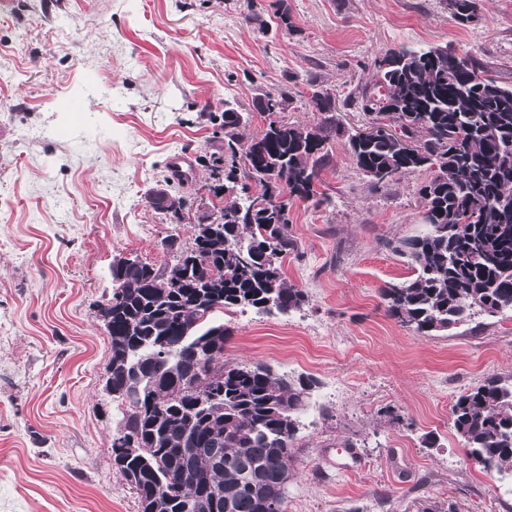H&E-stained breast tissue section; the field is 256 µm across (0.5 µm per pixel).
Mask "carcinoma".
Wrapping results in <instances>:
<instances>
[{
	"label": "carcinoma",
	"instance_id": "1",
	"mask_svg": "<svg viewBox=\"0 0 512 512\" xmlns=\"http://www.w3.org/2000/svg\"><path fill=\"white\" fill-rule=\"evenodd\" d=\"M455 19L478 21L481 0H450ZM358 97L366 116L387 112L398 138L357 140L347 150L373 183L435 170L419 189L426 229L394 251L417 275L381 289L387 313L431 336L478 312L512 310V82L485 76L469 55L430 48L375 62ZM262 111L284 112L288 87L262 94ZM317 128L271 120L236 165L246 117L224 102V152L211 159L219 205L192 226L175 263L112 265V397L122 418L112 455L136 489L139 512H283L295 415L310 380H287L262 364L224 362L230 327L216 312H286L305 301L287 283L296 249L290 201L317 195L316 181L339 133L335 102L315 90ZM416 142L412 153L401 141ZM260 186L251 192L248 182ZM150 205L185 220L183 199L164 191ZM453 427L487 472L512 471V384L497 376L461 393Z\"/></svg>",
	"mask_w": 512,
	"mask_h": 512
}]
</instances>
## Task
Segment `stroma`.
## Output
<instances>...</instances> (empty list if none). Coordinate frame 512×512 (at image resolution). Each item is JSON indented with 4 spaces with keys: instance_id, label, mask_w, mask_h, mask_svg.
Returning <instances> with one entry per match:
<instances>
[{
    "instance_id": "stroma-1",
    "label": "stroma",
    "mask_w": 512,
    "mask_h": 512,
    "mask_svg": "<svg viewBox=\"0 0 512 512\" xmlns=\"http://www.w3.org/2000/svg\"><path fill=\"white\" fill-rule=\"evenodd\" d=\"M482 14L459 24L450 0H0V512H138L111 448L110 266L191 245L225 101L251 137L269 122L259 95L287 84L281 120L313 127L314 83L345 133L317 196L290 208L284 272L305 301L224 315L225 362L316 382L284 512H512V478L472 460L451 416L462 391L512 381V313L434 336L390 317L381 288L414 275L391 246L422 231L431 174L375 187L345 146L390 51L441 45L512 76V0ZM176 155L191 162L183 224L146 201L178 180Z\"/></svg>"
}]
</instances>
